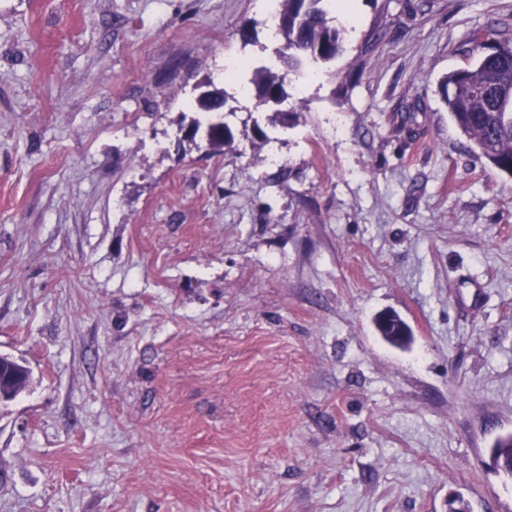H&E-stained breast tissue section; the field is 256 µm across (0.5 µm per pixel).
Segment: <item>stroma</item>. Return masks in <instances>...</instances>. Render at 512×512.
Wrapping results in <instances>:
<instances>
[{"label":"stroma","instance_id":"obj_1","mask_svg":"<svg viewBox=\"0 0 512 512\" xmlns=\"http://www.w3.org/2000/svg\"><path fill=\"white\" fill-rule=\"evenodd\" d=\"M348 2L277 114L265 0H0V512H512V178L441 94L512 0ZM398 319H387L382 322L380 319L376 320L377 330L381 336L394 344H401L407 338H389L387 336H410V330L407 324L399 317ZM0 375L6 391L5 398L0 402L14 399L28 387L31 380L27 369L7 356H0ZM491 453L495 457L496 469L512 476V434L499 438Z\"/></svg>","mask_w":512,"mask_h":512}]
</instances>
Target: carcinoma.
<instances>
[{"mask_svg": "<svg viewBox=\"0 0 512 512\" xmlns=\"http://www.w3.org/2000/svg\"><path fill=\"white\" fill-rule=\"evenodd\" d=\"M332 0H279V28L284 41L281 58L288 70H299L303 50L319 52L320 61H331L343 52V29L329 16ZM464 53L474 62L450 73L442 85L443 100L451 121L479 154L502 174L512 176V34L487 26L474 31ZM287 73L270 67L254 70L251 85L256 106L273 107L275 97L285 92ZM226 97L220 89L208 90L198 98V108L217 117L224 110ZM380 335L401 344L410 335L400 318L376 320ZM0 379L5 400L14 399L29 385L31 376L20 363L0 356ZM492 454L497 469L512 476V434L497 440Z\"/></svg>", "mask_w": 512, "mask_h": 512, "instance_id": "carcinoma-1", "label": "carcinoma"}]
</instances>
